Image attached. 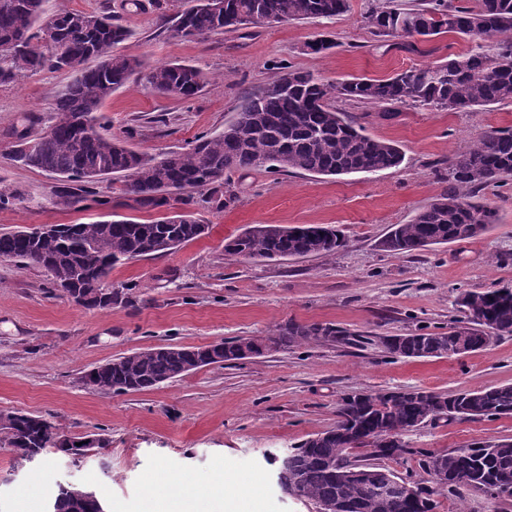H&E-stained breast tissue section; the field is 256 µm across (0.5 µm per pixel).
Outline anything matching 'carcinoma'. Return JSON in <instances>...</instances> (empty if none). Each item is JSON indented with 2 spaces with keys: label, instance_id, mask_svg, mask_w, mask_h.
<instances>
[{
  "label": "carcinoma",
  "instance_id": "cac0c4a2",
  "mask_svg": "<svg viewBox=\"0 0 512 512\" xmlns=\"http://www.w3.org/2000/svg\"><path fill=\"white\" fill-rule=\"evenodd\" d=\"M48 0H0V85L17 83L44 68L67 70L70 83L57 95V120L40 137L17 134L19 148L12 160L58 178L52 204L85 211L108 201L92 197L82 183L110 176L124 178V193L143 209L178 208L180 219L161 216L148 222L96 220L62 224L44 237L27 229L0 233V257L43 268L51 283L68 281L78 291L75 305L86 310L112 307L98 281L122 261L159 254L160 240L173 249L208 234L190 210L194 194L222 210L235 199L230 190L235 172L265 167L285 172L324 176L372 173L396 168L404 161L399 146L364 133L348 114L332 105L342 97L370 104H402L471 110L512 103V0H476L468 7L455 0H420L412 7L388 2L367 16L371 34L380 41L408 38L427 40L454 34L473 40L494 39V55L475 52L450 55L435 65L410 67L386 78L352 77L330 83L307 71L290 69L277 74L264 88L244 96L218 134L203 135L186 151L147 156L122 140L102 132L101 108L131 77L141 74L149 88L180 99L196 97L206 84L197 67L179 62L151 65L125 56L115 47L131 36L129 29L107 14L45 8ZM212 0H177L170 16L172 35L188 38L236 31L248 24L273 25L290 20L337 16L349 0H224L218 14ZM404 17L411 30L393 32V21ZM55 33L43 39L45 30ZM512 179V131L487 132L467 149L448 158V186L407 224H394L379 247L396 255L432 245L478 236L497 221L496 212L478 201L492 183ZM345 246L338 230L321 224L281 226L256 224L224 242V253L265 261L307 256H331ZM456 305L460 318L444 332L422 329L391 336L384 343L398 358L454 357L457 349L473 352L488 347L490 331L512 335V287L465 291ZM354 334L330 323L288 322L268 336L234 337L206 346H165L133 352L107 361L87 381L102 393L152 390L207 366L230 365L247 348L258 357L304 343L349 345ZM512 416V384L477 391L442 394L398 389L362 391L342 397L336 424L294 447L280 460L277 483L281 490L309 501L326 512H434L437 503L425 486L396 475L386 462L419 456L427 474L440 469L448 481L441 489L461 487L492 499L512 498V439L429 454L405 447L403 435L435 422ZM397 437L403 453L390 452ZM61 428L46 419L19 413L12 424L0 425V441L10 447L19 464L59 445ZM47 512H106L102 500L79 486H60Z\"/></svg>",
  "mask_w": 512,
  "mask_h": 512
}]
</instances>
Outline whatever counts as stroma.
I'll return each mask as SVG.
<instances>
[{"label":"stroma","instance_id":"1","mask_svg":"<svg viewBox=\"0 0 512 512\" xmlns=\"http://www.w3.org/2000/svg\"><path fill=\"white\" fill-rule=\"evenodd\" d=\"M376 2L349 0L348 11L330 19L205 38L172 36L163 18L172 0H50L49 6L112 14L132 31L121 53L153 65L192 64L206 74L207 84L191 100L158 95L137 79L104 104L102 122L112 135L158 156L222 131L241 98L265 86L281 66L336 82L387 77L478 46L494 51L493 40L477 45L448 35L418 43L413 52L379 44L366 19ZM320 36L332 39L334 48L308 51V42ZM70 80L69 73L44 70L0 86V186L21 194L15 206L0 210V233L115 214L140 222L158 216L129 207L119 178L92 185L111 197V207L57 208L51 202L56 178L11 160L16 131L33 138L47 131L56 96ZM336 107L366 134L396 142L403 164L336 177L264 168L234 174V203L221 211L203 203L197 208L208 235L113 267L112 285L132 288L131 303L87 310L52 295L44 269L0 261V413L39 415L67 435L109 441L77 465L49 452L23 467L0 444V512H42L62 485L95 491L108 512H155L150 491L163 481L201 489L225 482L229 492L246 495L248 512H314L312 504L275 486L274 461L331 428L344 394L512 383V336L451 358L396 359L382 344L386 336L447 328L459 316L455 300L463 291L512 285V180L482 191L497 221L473 239L409 255L378 246L390 225L408 223L445 187L449 156L489 130L512 126V104L455 112L340 98ZM254 224H331L347 245L329 257L258 262L226 255L225 239ZM288 322L332 323L366 341L308 343L224 368L208 366L150 391L104 394L81 382L118 356L264 336ZM503 438L512 439V416L428 424L404 436L409 447L435 454ZM434 498L435 512H512V498L493 500L469 488L439 490Z\"/></svg>","mask_w":512,"mask_h":512}]
</instances>
